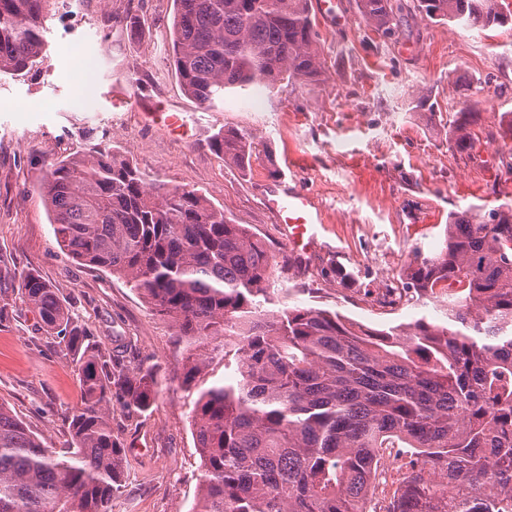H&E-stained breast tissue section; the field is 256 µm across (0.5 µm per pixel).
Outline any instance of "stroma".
Wrapping results in <instances>:
<instances>
[{
    "instance_id": "stroma-1",
    "label": "stroma",
    "mask_w": 512,
    "mask_h": 512,
    "mask_svg": "<svg viewBox=\"0 0 512 512\" xmlns=\"http://www.w3.org/2000/svg\"><path fill=\"white\" fill-rule=\"evenodd\" d=\"M392 2L400 29L385 38L360 22L355 0H333L330 14L313 17L317 80L257 87L209 110L174 75V0H63L44 32L46 61L27 73H0V403L46 447L65 452L64 417L82 390L64 344L21 299L20 276L34 270L94 340L155 381L145 413L112 409L124 453L109 512H191L200 458L190 411L198 389L223 382L224 363L214 361L196 388L183 386L188 347L171 322L123 279L59 247L38 192L46 170L89 136L109 135L117 155L144 174L198 190L235 223L254 227L276 259L273 277L289 288V304L335 310L371 329L438 316L442 299L390 306L380 295L416 247L441 244L450 213L512 203L503 169L512 161V25L441 24L410 13L412 0ZM469 104L481 114L478 140L461 153L450 130ZM22 107L28 120L20 124ZM155 107L182 112L192 139L148 118ZM225 128L258 143L250 168L211 150ZM273 167L322 209V245L301 258L263 204L276 183Z\"/></svg>"
}]
</instances>
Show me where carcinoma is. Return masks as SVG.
Returning a JSON list of instances; mask_svg holds the SVG:
<instances>
[{"label":"carcinoma","mask_w":512,"mask_h":512,"mask_svg":"<svg viewBox=\"0 0 512 512\" xmlns=\"http://www.w3.org/2000/svg\"><path fill=\"white\" fill-rule=\"evenodd\" d=\"M173 65L210 109L254 84L320 76L309 0H174ZM52 0H0V73L44 60ZM363 24L398 29L391 0H356ZM430 21L504 26L498 0H413ZM480 112L458 111L451 139L473 148ZM213 150L245 168L254 139L226 130ZM39 191L62 249L126 280L189 351L190 388L216 358L224 381L191 409L201 458L192 512H369L380 449L411 452L387 512H512V207L448 218L444 246L399 272L416 299L446 296L444 319L364 328L338 311L284 302L274 256L195 189L148 178L102 136L51 165ZM21 295L78 367L83 400L69 451L45 447L0 403V512H109L121 488L112 406L147 410L155 382L91 339L57 289L21 275Z\"/></svg>","instance_id":"cac0c4a2"}]
</instances>
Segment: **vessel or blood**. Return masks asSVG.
I'll list each match as a JSON object with an SVG mask.
<instances>
[{
	"mask_svg": "<svg viewBox=\"0 0 512 512\" xmlns=\"http://www.w3.org/2000/svg\"><path fill=\"white\" fill-rule=\"evenodd\" d=\"M267 207L275 213L288 238L291 250L298 255L307 253L318 244L317 226L321 222L320 209L308 193L284 185L269 190L265 196Z\"/></svg>",
	"mask_w": 512,
	"mask_h": 512,
	"instance_id": "vessel-or-blood-1",
	"label": "vessel or blood"
}]
</instances>
